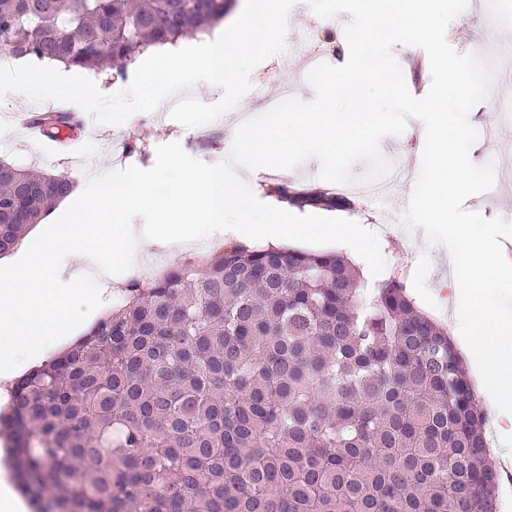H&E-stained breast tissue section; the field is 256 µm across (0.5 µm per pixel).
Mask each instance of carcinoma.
<instances>
[{"mask_svg":"<svg viewBox=\"0 0 512 512\" xmlns=\"http://www.w3.org/2000/svg\"><path fill=\"white\" fill-rule=\"evenodd\" d=\"M230 8L0 0V49L121 76ZM73 188L1 159L0 254ZM486 419L448 330L404 281L373 287L336 253L240 244L125 282L0 410L38 512H496Z\"/></svg>","mask_w":512,"mask_h":512,"instance_id":"obj_1","label":"carcinoma"}]
</instances>
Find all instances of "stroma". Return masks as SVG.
Listing matches in <instances>:
<instances>
[{
    "mask_svg": "<svg viewBox=\"0 0 512 512\" xmlns=\"http://www.w3.org/2000/svg\"><path fill=\"white\" fill-rule=\"evenodd\" d=\"M502 47L512 46V22L504 20L491 6V0H479L454 19L446 30L448 44L457 52L484 54L489 40ZM283 55H274L258 64L251 73L253 92L247 93L240 109L257 111L256 90L274 91L283 82L293 84V94L303 100L315 96L306 80L298 79L297 67L283 64ZM49 102L35 103L26 96L12 93L0 106V159H8L23 167H35L49 173H66L77 190H84L90 175L131 165L147 169L153 166L159 145L180 142L193 158L214 164L228 154L224 146V123L215 121L186 128L169 117L139 113L120 125L87 121L76 151L63 148H42L29 140L16 139L12 130L15 116L21 112H45ZM123 142L128 150L125 159H118L112 150L114 142ZM385 259V274L402 275L416 306L447 323L439 305L447 303L455 289L448 274V250L444 245L429 243L423 230L410 231L402 225H391L380 245Z\"/></svg>",
    "mask_w": 512,
    "mask_h": 512,
    "instance_id": "35a3bbf8",
    "label": "stroma"
}]
</instances>
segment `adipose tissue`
<instances>
[{
    "label": "adipose tissue",
    "instance_id": "obj_1",
    "mask_svg": "<svg viewBox=\"0 0 512 512\" xmlns=\"http://www.w3.org/2000/svg\"><path fill=\"white\" fill-rule=\"evenodd\" d=\"M132 194L131 184H102L97 202L71 211L66 224L42 235L37 250L5 270V285L0 288V384L14 382L22 371L67 344L57 326L79 304V284L90 277L104 283L115 263L139 266L143 242L153 241L180 253L191 249L200 236L211 234L220 222L228 239L280 245L318 233L364 263L374 257L371 240L355 224L288 225L280 223L275 212L269 213L265 223L255 224L244 210L238 222L224 224L225 209L236 206L238 198L232 186L199 172L185 173L168 197L157 199L156 223H104L103 203L118 212ZM75 253L80 254L82 265L73 273V287L65 294L58 289L60 259Z\"/></svg>",
    "mask_w": 512,
    "mask_h": 512
}]
</instances>
